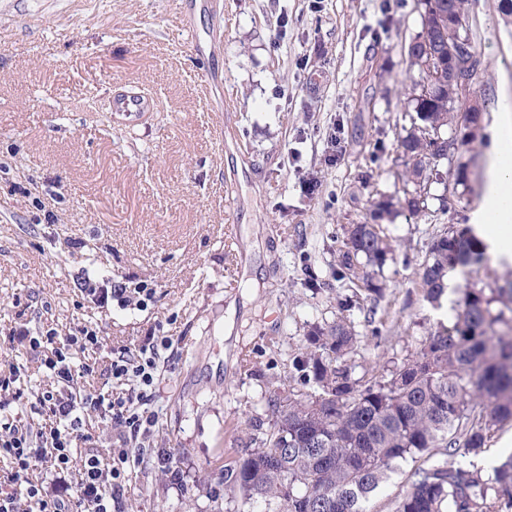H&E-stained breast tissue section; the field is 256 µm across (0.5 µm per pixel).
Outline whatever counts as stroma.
<instances>
[{
	"label": "stroma",
	"instance_id": "35a3bbf8",
	"mask_svg": "<svg viewBox=\"0 0 512 512\" xmlns=\"http://www.w3.org/2000/svg\"><path fill=\"white\" fill-rule=\"evenodd\" d=\"M497 5L469 2L482 30L474 91L488 101L512 98V25ZM419 30L415 0H0V347L19 327L95 329L103 346L80 387L104 392L113 355L172 339L120 512H211L267 419V384L287 377L312 326L347 315L359 377L452 325L466 284L512 280V263L487 259L433 308L412 282L434 224L403 208L383 221L398 248L382 300L340 310L337 236L370 223L380 196L403 195L405 52ZM119 90L153 111H113ZM482 186L471 165L435 224L468 226ZM84 276L154 295L101 304L77 288ZM88 425L72 484L115 438L99 415Z\"/></svg>",
	"mask_w": 512,
	"mask_h": 512
}]
</instances>
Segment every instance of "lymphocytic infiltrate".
Here are the masks:
<instances>
[{"mask_svg":"<svg viewBox=\"0 0 512 512\" xmlns=\"http://www.w3.org/2000/svg\"><path fill=\"white\" fill-rule=\"evenodd\" d=\"M13 340L38 356L50 383L35 393L25 416L14 410L23 395V363L9 359L7 373L0 375V456L13 464L9 488L0 492V512H114L130 481L125 445L147 437L157 423L148 403L156 385L159 352L169 348L170 337H151L138 353L113 357L110 375L122 385L116 393L77 387L79 378L94 371L88 354L102 345L96 331L85 329L61 339L51 329L39 336L22 329ZM93 413L110 420L121 447L105 459L86 455L74 494L52 495L42 484L30 481L29 471L45 462L55 474L69 472L74 444L91 439L87 418Z\"/></svg>","mask_w":512,"mask_h":512,"instance_id":"f902f5d3","label":"lymphocytic infiltrate"}]
</instances>
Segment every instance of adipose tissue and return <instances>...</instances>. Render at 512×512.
<instances>
[{
    "mask_svg": "<svg viewBox=\"0 0 512 512\" xmlns=\"http://www.w3.org/2000/svg\"><path fill=\"white\" fill-rule=\"evenodd\" d=\"M482 198L469 222L489 252L512 259V105L502 104L493 127Z\"/></svg>",
    "mask_w": 512,
    "mask_h": 512,
    "instance_id": "adipose-tissue-1",
    "label": "adipose tissue"
}]
</instances>
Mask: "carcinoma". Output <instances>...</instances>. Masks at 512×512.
Returning a JSON list of instances; mask_svg holds the SVG:
<instances>
[{
	"label": "carcinoma",
	"mask_w": 512,
	"mask_h": 512,
	"mask_svg": "<svg viewBox=\"0 0 512 512\" xmlns=\"http://www.w3.org/2000/svg\"><path fill=\"white\" fill-rule=\"evenodd\" d=\"M468 2L417 0L421 30L408 44V71L420 70L417 50L427 46L434 69L448 75L438 31L451 14L463 20L454 36L461 77L475 82L480 59ZM412 101L415 116L398 138L404 169L396 177L410 215L429 217L432 185H442V202L467 185L468 164L451 169L448 162L470 150L477 135L457 134L469 106L448 83ZM392 252L380 225L346 228L338 262L351 294L340 302L343 310L380 301L376 276ZM486 260L471 230L435 228L418 271L423 299L440 306L448 269L479 268ZM494 302L512 312V282L490 297L466 287L452 326L438 324L402 364L383 373L375 365L360 378L348 366L359 343L352 324L313 327L292 362L296 373L266 386L269 428L226 473L232 497L216 512H370V496L408 459L414 466L394 512H512V455L485 475L474 463L494 433L512 423V317L493 312Z\"/></svg>",
	"instance_id": "cac0c4a2"
}]
</instances>
